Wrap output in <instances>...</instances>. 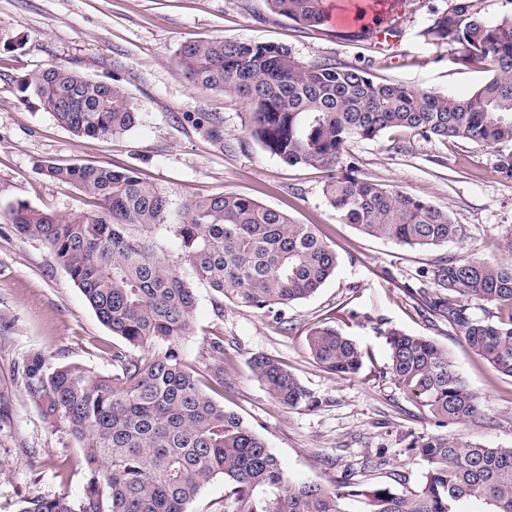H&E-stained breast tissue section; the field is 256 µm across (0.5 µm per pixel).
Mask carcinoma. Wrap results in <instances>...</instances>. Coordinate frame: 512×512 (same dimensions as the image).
Masks as SVG:
<instances>
[{"instance_id": "obj_1", "label": "carcinoma", "mask_w": 512, "mask_h": 512, "mask_svg": "<svg viewBox=\"0 0 512 512\" xmlns=\"http://www.w3.org/2000/svg\"><path fill=\"white\" fill-rule=\"evenodd\" d=\"M268 9L306 28L321 26L324 0H265ZM481 0H448L431 12L423 36L462 46L461 62L487 80L457 97L377 79L329 60L305 65L288 46L222 38L187 40L177 50L178 75L236 96L245 130L290 166L327 173L324 196L343 224L399 246L428 247L463 238L462 225L427 200L362 177L346 162L347 146L406 129L442 143L512 145V15L488 21ZM21 100L34 98L79 137L132 130L139 112L123 88L61 62L17 80ZM38 174L70 186L85 208L67 215L18 202L16 231L48 249L98 320L133 349L112 353V373L69 364L27 367L29 393L46 396L45 414L64 419L83 443L81 494L21 501L18 512H189L202 490L224 479V512H458L482 500L490 512H512V447L460 444L446 435L414 443L425 467L420 490L364 486L349 474L331 486L287 479L265 438L213 394L224 388V341L210 345L208 379L186 361L195 285L278 321L334 275L337 257L313 224L243 195L215 194L175 207L130 168L39 162ZM430 280L429 305L500 376L512 379V261L450 257ZM493 310L477 317L470 301ZM388 368L436 423L480 414L479 396L435 341L397 328L381 331ZM328 373L351 377L364 352L341 328L323 323L307 338ZM253 376L283 407L310 394L280 361L254 355Z\"/></svg>"}]
</instances>
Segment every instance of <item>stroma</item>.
I'll return each instance as SVG.
<instances>
[{"label":"stroma","mask_w":512,"mask_h":512,"mask_svg":"<svg viewBox=\"0 0 512 512\" xmlns=\"http://www.w3.org/2000/svg\"><path fill=\"white\" fill-rule=\"evenodd\" d=\"M444 5L408 0L398 11L394 45L379 50L358 37L357 22L305 29L272 13L265 0H0V512H17L25 497H75L83 488L81 445L31 396L26 365L40 357L108 374L118 343L51 253L10 220L8 206L16 202L62 214L83 205L77 190L35 173L39 161L130 167L177 206L240 194L319 228L336 252V273L288 305L284 323L229 301L216 316L209 289L200 286L183 342L187 361L201 369L211 341L223 339L224 406L264 436L290 480L330 486L349 472L362 484L391 486L401 477L405 491L414 492L424 466L408 450L413 441L441 433L461 443L512 446V379L474 354L419 294L424 275L445 258L512 260L505 247L512 180L498 169V149L444 145L398 130L351 143L362 176L430 201L465 228L456 242L399 246L341 223L323 195V170L291 167L263 151L245 131L237 98L191 85L175 67L185 40L250 39L287 45L305 64L328 59L462 96L486 74L457 64L460 46L424 38L430 8ZM51 61L116 80L136 104L139 124L107 138L79 137L21 101L18 78ZM214 117L223 129L219 141L210 133ZM323 322L342 328L364 351L355 377L336 378L311 356L308 333ZM386 327L445 348L478 394L481 416L437 427L393 380L380 334ZM257 353L280 360L312 404L287 409L276 402L249 372ZM382 448L385 465H370Z\"/></svg>","instance_id":"35a3bbf8"}]
</instances>
